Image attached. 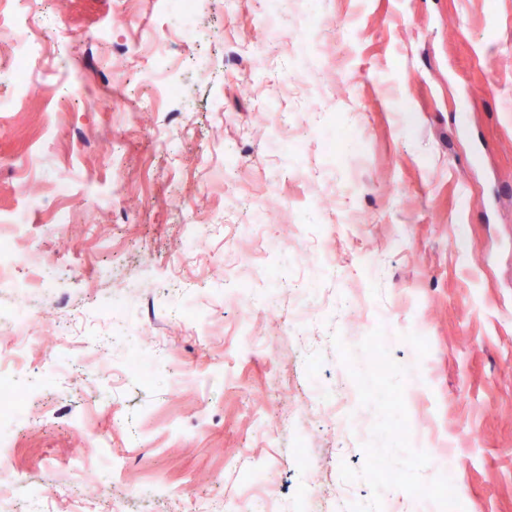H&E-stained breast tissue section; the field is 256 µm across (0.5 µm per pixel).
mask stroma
<instances>
[{"label":"stroma","mask_w":512,"mask_h":512,"mask_svg":"<svg viewBox=\"0 0 512 512\" xmlns=\"http://www.w3.org/2000/svg\"><path fill=\"white\" fill-rule=\"evenodd\" d=\"M266 5L16 0L54 38L0 48V231L56 265L0 345L84 340L27 331L0 512H512V0H292L341 58Z\"/></svg>","instance_id":"stroma-1"}]
</instances>
